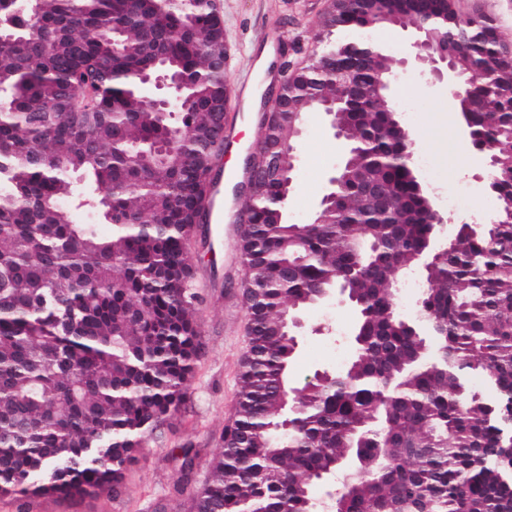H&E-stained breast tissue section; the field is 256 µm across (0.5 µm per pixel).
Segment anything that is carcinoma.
<instances>
[{"mask_svg":"<svg viewBox=\"0 0 512 512\" xmlns=\"http://www.w3.org/2000/svg\"><path fill=\"white\" fill-rule=\"evenodd\" d=\"M388 16L429 26L454 17L453 0H414L410 12L397 0L341 4L336 29L364 39L333 63L359 60L364 85L390 67L366 38ZM467 24L472 82L457 110L471 149L494 161L502 209L448 239L417 302L430 339L389 288L434 229L387 126L389 100L338 95L307 66L263 129L288 145L292 126L322 111L321 92L339 100L359 151L323 224L280 219V182L252 189L239 255L265 273L261 299L246 302L254 336L188 512H321L313 484L346 469L336 512H512V86L480 76L512 56L491 19ZM223 43L199 0H0V495L115 498L145 433L184 404L202 350L186 242L207 217L204 178L223 142ZM162 51L196 76L176 122L127 77ZM67 203L109 230L73 221ZM341 290L359 313L351 358L291 386L284 315ZM285 402L296 428L283 434L273 426Z\"/></svg>","mask_w":512,"mask_h":512,"instance_id":"cac0c4a2","label":"carcinoma"}]
</instances>
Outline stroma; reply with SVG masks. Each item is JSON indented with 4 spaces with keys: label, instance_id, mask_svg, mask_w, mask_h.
<instances>
[{
    "label": "stroma",
    "instance_id": "1",
    "mask_svg": "<svg viewBox=\"0 0 512 512\" xmlns=\"http://www.w3.org/2000/svg\"><path fill=\"white\" fill-rule=\"evenodd\" d=\"M229 59L224 81L231 89L232 119L224 136L228 152L219 161L224 177L223 224L200 225L191 239L192 284L201 297L198 329L202 352L180 411L148 435L128 464L120 496L58 500L0 496V512H185L205 482L212 458L237 401L241 362L248 350V314L241 283L246 278L237 250L239 201L234 181L243 175V158L260 136V104L282 64L297 70L327 43L353 41L354 33L325 30L328 0H220ZM461 17L492 18L502 41L512 48V0H453ZM394 108L416 143L412 161L435 209L443 217L442 238L473 218L489 219L500 203L477 180L480 157L448 101L444 84H425L414 70L400 71L390 93ZM346 144L320 113H307L297 139L299 156L288 197L287 218L307 223L329 189L328 180L344 158ZM291 365L295 385L318 372H334L352 355L358 320L353 305L340 296L302 313ZM190 472H183V464Z\"/></svg>",
    "mask_w": 512,
    "mask_h": 512
}]
</instances>
